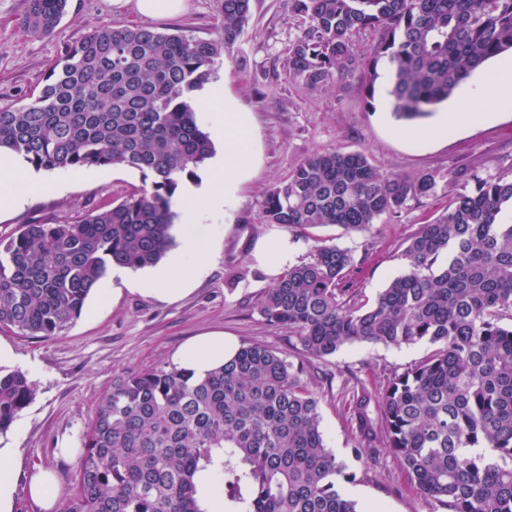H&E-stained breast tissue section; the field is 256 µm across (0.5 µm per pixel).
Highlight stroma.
Masks as SVG:
<instances>
[{
	"instance_id": "stroma-1",
	"label": "stroma",
	"mask_w": 512,
	"mask_h": 512,
	"mask_svg": "<svg viewBox=\"0 0 512 512\" xmlns=\"http://www.w3.org/2000/svg\"><path fill=\"white\" fill-rule=\"evenodd\" d=\"M26 7L27 0H0V104L39 90L64 45L99 27L117 22L157 31L178 27L209 37L220 24L216 0H185L183 13L173 19H147L129 9L118 10L112 0H69L56 31L34 37L23 24ZM301 29L290 0H252L247 30L224 54L217 75L253 116L259 162L237 191L231 217L220 212L204 215L213 252L192 292L162 301L127 290L116 300V283L107 277L88 296L81 317L57 335L25 336L0 329V344L11 352L0 367L25 371L35 391L31 403L0 435V448L16 449L22 472L54 471L63 490H70L81 461L64 458L60 451L80 447L113 379L125 372L174 365L175 352L190 337L221 331L236 337L240 345L262 344L286 353L291 363H300L303 354L295 337L267 325L258 313L261 296L275 280L252 258L258 239L270 230L261 221L264 194L299 159L339 147L365 152L387 172L448 169L468 158L481 178L512 175V108L493 111L484 122L459 127L438 140L404 137L398 132V119L368 106L359 79L311 92L289 77L286 53ZM44 177L59 184V191L39 192L22 206L0 209V238L31 221L79 219L143 183L141 172L119 165L59 169ZM447 205V191H438L421 203H410L400 217L380 221L369 234L347 235L336 226L315 229L310 235L292 230L302 246L296 260H309L319 238L350 249L359 261L352 275L359 299L373 303L379 291L405 270V238ZM428 349L425 343L401 348L354 343L308 367L326 446L355 476L341 489L357 502L360 512H447L415 487L393 455L381 449L375 457L359 458L353 452V396L364 389L377 393L387 376L402 371Z\"/></svg>"
}]
</instances>
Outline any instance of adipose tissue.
Here are the masks:
<instances>
[{"label": "adipose tissue", "instance_id": "ef3b65f1", "mask_svg": "<svg viewBox=\"0 0 512 512\" xmlns=\"http://www.w3.org/2000/svg\"><path fill=\"white\" fill-rule=\"evenodd\" d=\"M512 60L504 61L497 71L483 78L482 105H475L471 97L462 98L452 110L438 113L426 126L403 127L409 137L428 140L442 138L451 125L474 124L484 120L488 112L512 107ZM200 110L210 114V133L219 150L210 159L212 175L200 186L191 188L194 207L183 210L180 229L181 248L167 263L147 277L135 280L140 292L167 301L188 291L202 274L210 256V241L205 232L196 230L204 214L226 206L232 190L250 173L255 155L250 144V130L246 113L241 112L237 99L225 87L223 80H212L198 92ZM0 176L7 178L11 188L0 193V208L23 204L30 193L41 190V183L32 181L20 157L0 153ZM299 245L287 233L271 232L262 237L254 257L272 276H279L291 266ZM238 345L221 334L197 337L183 345L175 354L179 367L202 375L223 365L237 354Z\"/></svg>", "mask_w": 512, "mask_h": 512}]
</instances>
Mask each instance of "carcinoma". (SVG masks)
<instances>
[{"mask_svg":"<svg viewBox=\"0 0 512 512\" xmlns=\"http://www.w3.org/2000/svg\"><path fill=\"white\" fill-rule=\"evenodd\" d=\"M303 21L288 46L293 80L316 90L358 76L373 100L385 61L391 112L426 116L487 62L512 50V0H291ZM68 0H28L24 25L54 32ZM212 38L111 24L64 46L38 93L0 105V150L38 170L121 165L143 183L76 221L29 223L0 239V327L55 336L81 317L112 264L141 269L172 247L171 199L213 152L190 96L249 25L251 0H217ZM373 32L364 53L353 37ZM475 181L408 235L406 271L368 305L352 251L318 239L260 299L270 326L320 360L348 344L428 353L377 396L353 401L359 448L381 441L416 487L448 512H512V178L474 162L416 174L377 169L332 148L295 163L261 202L266 224L369 233L439 185ZM265 345L241 347L197 378L177 367L125 373L81 439L66 512H205L197 474L212 471L224 512H357L338 489L351 474L326 447L318 401ZM27 374L0 367V434L33 399Z\"/></svg>","mask_w":512,"mask_h":512,"instance_id":"1","label":"carcinoma"}]
</instances>
